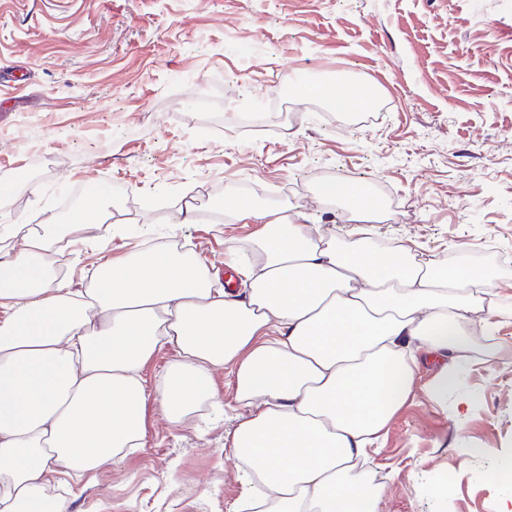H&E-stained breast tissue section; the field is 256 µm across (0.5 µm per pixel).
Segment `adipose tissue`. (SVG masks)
Returning a JSON list of instances; mask_svg holds the SVG:
<instances>
[{
  "instance_id": "1",
  "label": "adipose tissue",
  "mask_w": 512,
  "mask_h": 512,
  "mask_svg": "<svg viewBox=\"0 0 512 512\" xmlns=\"http://www.w3.org/2000/svg\"><path fill=\"white\" fill-rule=\"evenodd\" d=\"M261 230L231 247L246 287L225 292L195 255L158 244L100 263L78 286L48 272L61 232L95 241L113 226L94 206L67 230L13 226L0 248V512H66L42 492L58 472L84 476L141 437L140 371L177 348L158 394L179 423L198 404L223 415L210 384L229 368L240 407L234 455L258 485V512H379L359 471L366 448L408 400L424 358L444 401L469 347L472 316H497L485 278L436 271L402 243L375 258L305 212L231 201Z\"/></svg>"
}]
</instances>
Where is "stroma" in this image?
Instances as JSON below:
<instances>
[{"label": "stroma", "mask_w": 512, "mask_h": 512, "mask_svg": "<svg viewBox=\"0 0 512 512\" xmlns=\"http://www.w3.org/2000/svg\"><path fill=\"white\" fill-rule=\"evenodd\" d=\"M332 79L373 105L327 122L301 86ZM247 112L264 129L238 124ZM322 172L396 199L366 223L369 252L402 241L479 272L500 309L467 324L447 402L426 388L436 361L421 363L369 448L379 512H512V0H0V182L29 186L0 195V247L16 218L61 223L73 188L99 178L95 202L123 234L64 243L67 278L174 239L220 273L259 230L209 219L240 184L258 208L303 210L349 242L346 203L315 198ZM178 358L164 346L141 370L140 447L53 483L67 512H240L232 376L211 372L223 419L173 423L154 391Z\"/></svg>", "instance_id": "obj_1"}]
</instances>
